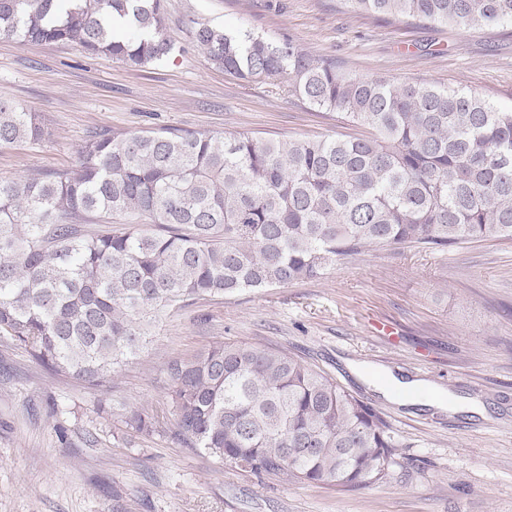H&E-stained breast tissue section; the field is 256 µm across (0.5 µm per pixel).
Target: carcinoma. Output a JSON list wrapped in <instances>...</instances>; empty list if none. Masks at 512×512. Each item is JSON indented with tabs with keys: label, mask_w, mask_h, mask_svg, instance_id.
Segmentation results:
<instances>
[{
	"label": "carcinoma",
	"mask_w": 512,
	"mask_h": 512,
	"mask_svg": "<svg viewBox=\"0 0 512 512\" xmlns=\"http://www.w3.org/2000/svg\"><path fill=\"white\" fill-rule=\"evenodd\" d=\"M340 3L464 31L512 26V0ZM191 35L225 73L284 83L370 133H121L86 142L53 177L0 179V332L52 372L102 388L165 311L318 277L341 257L512 240V109L359 76L292 37L199 22ZM0 38L68 43L134 70L180 52L164 0H0ZM43 135L37 113L0 100V148ZM166 372L169 408L132 411L138 432L170 414L184 443L234 471L348 490L390 478L397 444L379 413L299 357L218 342Z\"/></svg>",
	"instance_id": "obj_1"
}]
</instances>
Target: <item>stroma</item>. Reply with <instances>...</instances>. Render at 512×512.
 <instances>
[{"label": "stroma", "instance_id": "35a3bbf8", "mask_svg": "<svg viewBox=\"0 0 512 512\" xmlns=\"http://www.w3.org/2000/svg\"><path fill=\"white\" fill-rule=\"evenodd\" d=\"M181 51L131 70L61 44L0 40V99L38 113L45 137L0 149V179L52 175L89 139L161 128L260 138L363 135L276 82L209 65L193 22L291 36L344 69L473 89L512 108V28L494 35L384 22L337 0H165ZM216 342L301 357L381 412L398 449L362 490L257 478L184 447L167 423L129 428L169 401L165 368ZM429 391L406 403L388 378ZM0 512H512V241L384 247L326 274L175 307L98 391L0 338Z\"/></svg>", "mask_w": 512, "mask_h": 512}]
</instances>
